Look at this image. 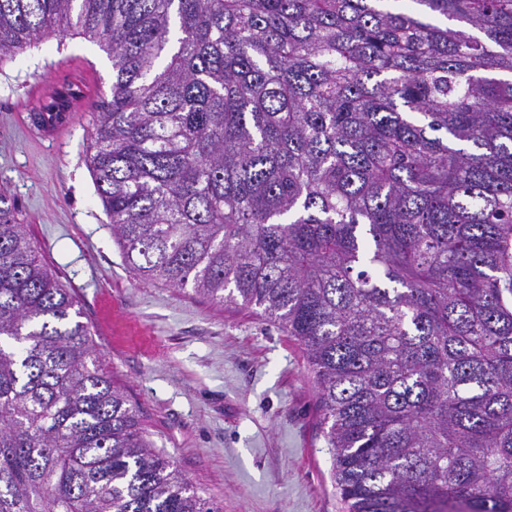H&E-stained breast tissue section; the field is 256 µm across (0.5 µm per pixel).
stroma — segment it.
Wrapping results in <instances>:
<instances>
[{
  "label": "stroma",
  "instance_id": "35a3bbf8",
  "mask_svg": "<svg viewBox=\"0 0 512 512\" xmlns=\"http://www.w3.org/2000/svg\"><path fill=\"white\" fill-rule=\"evenodd\" d=\"M65 65L109 96L112 60L83 36L0 57V194L77 298L104 367L156 449L220 512H344L304 351L251 310L129 271L87 161L93 108L60 143L17 120L30 86Z\"/></svg>",
  "mask_w": 512,
  "mask_h": 512
}]
</instances>
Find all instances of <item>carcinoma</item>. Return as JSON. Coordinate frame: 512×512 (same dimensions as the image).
I'll use <instances>...</instances> for the list:
<instances>
[{
  "mask_svg": "<svg viewBox=\"0 0 512 512\" xmlns=\"http://www.w3.org/2000/svg\"><path fill=\"white\" fill-rule=\"evenodd\" d=\"M72 32L127 267L299 345L348 512H512V0H0ZM76 306L0 197V512H219Z\"/></svg>",
  "mask_w": 512,
  "mask_h": 512,
  "instance_id": "cac0c4a2",
  "label": "carcinoma"
}]
</instances>
